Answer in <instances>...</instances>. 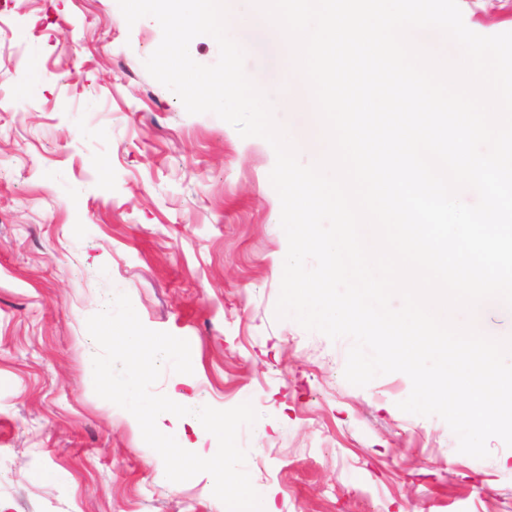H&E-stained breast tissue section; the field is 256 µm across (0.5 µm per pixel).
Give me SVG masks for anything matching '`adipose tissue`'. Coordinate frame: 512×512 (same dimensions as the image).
<instances>
[{
  "label": "adipose tissue",
  "mask_w": 512,
  "mask_h": 512,
  "mask_svg": "<svg viewBox=\"0 0 512 512\" xmlns=\"http://www.w3.org/2000/svg\"><path fill=\"white\" fill-rule=\"evenodd\" d=\"M103 335L112 342V350L123 359L119 372L112 375V389L118 405L132 426L149 424L158 437L176 438L179 447H192L194 440L206 435L222 436L226 422L223 415L211 410L195 391L190 372L174 376L165 395L155 401L143 394V379L152 366L158 341L138 329L104 327ZM199 471L216 484L233 481L235 491L228 512H275L272 497L244 482L235 461L229 456L199 459Z\"/></svg>",
  "instance_id": "1"
}]
</instances>
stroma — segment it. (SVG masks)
<instances>
[{
    "instance_id": "1",
    "label": "stroma",
    "mask_w": 512,
    "mask_h": 512,
    "mask_svg": "<svg viewBox=\"0 0 512 512\" xmlns=\"http://www.w3.org/2000/svg\"><path fill=\"white\" fill-rule=\"evenodd\" d=\"M459 5L471 31L512 32V0ZM233 10L248 75L302 136L284 56L254 41L250 0ZM161 39L117 0H0V512H226L228 489L84 377L126 299L134 328L182 350L158 355L147 396L193 370L228 423L204 451L233 455L277 512H512V447L460 453L442 418L399 409L406 374L352 385L349 339L276 318L274 150L187 113L144 66Z\"/></svg>"
}]
</instances>
